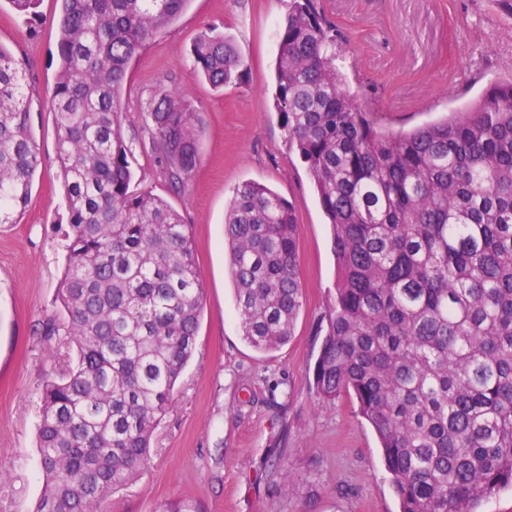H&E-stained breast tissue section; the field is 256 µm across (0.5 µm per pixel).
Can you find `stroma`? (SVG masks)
Here are the masks:
<instances>
[{
  "instance_id": "obj_1",
  "label": "stroma",
  "mask_w": 512,
  "mask_h": 512,
  "mask_svg": "<svg viewBox=\"0 0 512 512\" xmlns=\"http://www.w3.org/2000/svg\"><path fill=\"white\" fill-rule=\"evenodd\" d=\"M342 35L351 92L399 132L440 120L512 78V16L494 0H315ZM289 0H191L146 41L123 86V135L133 188L164 197L190 224L203 303L196 350L154 438V462L102 512H398L378 439L352 397L322 407L313 387L316 327L334 292L329 228L304 164L274 109L277 34ZM57 0L22 15L0 0V45L27 70L30 126L42 163L18 223L0 224V512H32L42 491L37 429L43 381L66 367V337L42 327L56 299L67 222L51 95L58 68ZM244 61L241 81L213 89L187 61L207 28ZM481 70L482 82L449 81ZM182 90L203 118L200 159L184 187L151 150L150 98ZM265 184L296 208L304 305L292 340L260 353L242 339L224 252V215L236 185Z\"/></svg>"
}]
</instances>
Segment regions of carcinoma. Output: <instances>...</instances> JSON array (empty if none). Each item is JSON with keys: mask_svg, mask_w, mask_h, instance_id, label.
Segmentation results:
<instances>
[{"mask_svg": "<svg viewBox=\"0 0 512 512\" xmlns=\"http://www.w3.org/2000/svg\"><path fill=\"white\" fill-rule=\"evenodd\" d=\"M51 96L68 202L57 300L73 365L47 375L33 512H100L151 464L153 435L196 348L203 288L180 214L133 173L120 122L128 65L191 0H58ZM339 33L314 0L278 32L274 106L330 229L335 295L317 334L316 395H344L375 431L398 512H477L512 488V78L405 133L343 84ZM192 72L215 88L243 61L217 29ZM155 148L180 184L200 156V113L177 90L149 103ZM30 83L0 45V224H15L41 164ZM224 244L239 328L286 345L303 306L295 207L249 181Z\"/></svg>", "mask_w": 512, "mask_h": 512, "instance_id": "cac0c4a2", "label": "carcinoma"}]
</instances>
